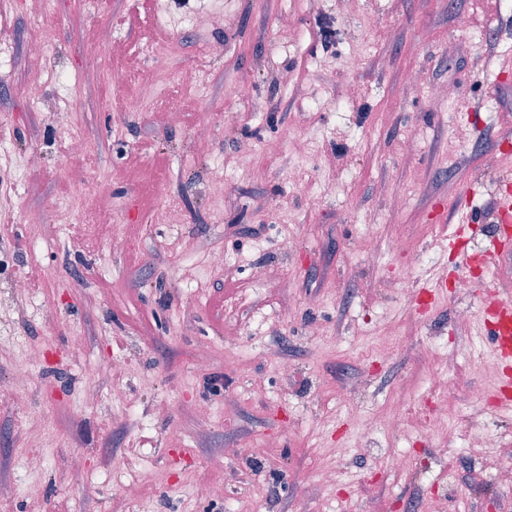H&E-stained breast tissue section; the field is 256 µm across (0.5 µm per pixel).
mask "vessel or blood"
Returning <instances> with one entry per match:
<instances>
[{"mask_svg": "<svg viewBox=\"0 0 512 512\" xmlns=\"http://www.w3.org/2000/svg\"><path fill=\"white\" fill-rule=\"evenodd\" d=\"M483 307L490 317L484 325L492 339L496 376L493 388L503 406L512 405V299L500 291L481 293Z\"/></svg>", "mask_w": 512, "mask_h": 512, "instance_id": "1", "label": "vessel or blood"}]
</instances>
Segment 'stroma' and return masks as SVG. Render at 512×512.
<instances>
[{"instance_id": "1", "label": "stroma", "mask_w": 512, "mask_h": 512, "mask_svg": "<svg viewBox=\"0 0 512 512\" xmlns=\"http://www.w3.org/2000/svg\"><path fill=\"white\" fill-rule=\"evenodd\" d=\"M223 2L229 25L178 30L173 22L211 0H61L40 29L29 23L37 0L0 9L9 50L0 121L10 129L0 180L13 183L0 195V225L13 228L0 241V298L15 281L40 280L0 310V379L20 367L31 374L18 397L0 399V482L12 486L0 512H238L247 496L263 512H294L302 498L309 512H410L421 487L447 512H512V488L494 478L512 464V408L474 411L471 394L487 389V376L452 357L472 344L492 350L480 329L485 276L464 258L498 231L486 222L458 236L438 221L461 198L485 214L495 190H512V73L499 71L512 55V0H356L350 13L338 0ZM323 22L336 31L327 51ZM48 37L52 54L31 63V47ZM157 42L166 52L150 57ZM172 70L186 81L168 83ZM202 71L212 82L204 99L188 84ZM410 72L419 84L405 85ZM348 83L359 90L350 101L339 96ZM441 84L452 85L450 100L433 98ZM243 85L251 98L238 95ZM136 91L145 103L127 111ZM65 108L67 121H50ZM229 111L240 117L232 126ZM246 150L251 171L235 165ZM33 151L40 161L31 166ZM488 153L494 166L483 164ZM308 179L310 192L296 190ZM216 180L226 185L220 201L208 193ZM174 210L177 222H167ZM29 212L41 223L23 222ZM271 218L278 230L263 231ZM367 224L379 227L370 239ZM116 234L126 250H113ZM393 234L403 239L397 252L387 246ZM288 237L294 249L283 246ZM214 244L226 267H207ZM417 254L430 265L405 301L389 283ZM171 259L189 278L170 277ZM260 266L282 279L254 280ZM467 273L470 293L453 294L449 282ZM235 297L238 322L225 315ZM463 308L466 325L456 320ZM231 328L239 342L230 354ZM390 334L405 339L394 358ZM276 340L288 347L292 378L278 371ZM120 358L128 364L118 376L108 365ZM445 368L458 386L447 436L430 440L423 423ZM116 384L125 400H113ZM360 386L371 408L401 419L365 450L342 406L344 389ZM202 404L214 409L206 429ZM32 405L46 415L36 441L22 420ZM470 435L486 447H467ZM266 437L271 454L252 457ZM339 443L348 452L331 459L326 450ZM34 453L43 464L31 470ZM397 453L408 461L398 472ZM75 459L92 472L86 485L69 481ZM328 464L332 492L318 478ZM145 467L156 483L143 502L126 501L121 483ZM32 483L40 498L27 495ZM200 483L223 485V497H198Z\"/></svg>"}]
</instances>
